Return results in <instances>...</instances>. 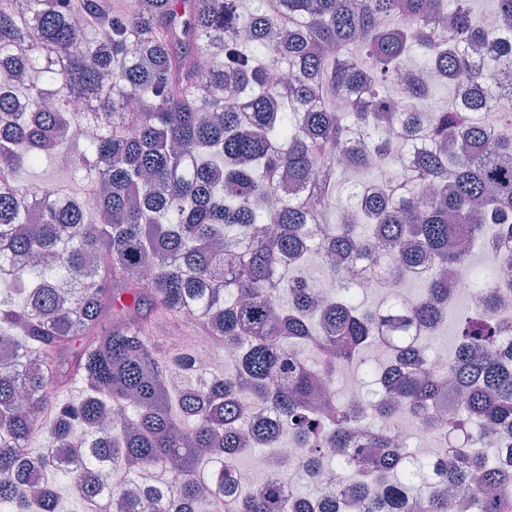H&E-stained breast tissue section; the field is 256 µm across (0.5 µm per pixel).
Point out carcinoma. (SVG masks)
Returning <instances> with one entry per match:
<instances>
[{
    "instance_id": "cac0c4a2",
    "label": "carcinoma",
    "mask_w": 512,
    "mask_h": 512,
    "mask_svg": "<svg viewBox=\"0 0 512 512\" xmlns=\"http://www.w3.org/2000/svg\"><path fill=\"white\" fill-rule=\"evenodd\" d=\"M494 2L495 32L467 0H132L121 17L111 0H0V338L22 351L0 360V512H58L63 476L85 512H108L114 496L126 512H194L206 484L227 512H341L320 487L291 499L273 481L243 488L241 459L277 433L239 425L271 398L312 459L336 449L359 512H448L442 495L412 493L429 466L391 430L369 438L380 453L351 452L361 410L320 392L349 364L370 377L380 420L426 423L456 400L439 427L457 450L443 481L494 490L470 499L477 512H512V463L467 448L473 424L512 443V347L493 322L512 263L471 271L459 247L512 241V116L485 121L502 94L467 54L489 39L494 65L512 70V0ZM428 69L464 105L418 108ZM272 71L288 81L270 82ZM84 96L101 99L112 125L72 111ZM390 125L411 136L400 157ZM62 157L87 198L54 188L35 215L21 174ZM284 171L298 186L288 199ZM370 171L375 182H353L331 219L337 176ZM312 255L334 259L328 295L308 286ZM356 264L372 277L382 265L390 277L421 273L425 291L404 309L367 308L344 280ZM447 267L467 272L480 307L456 320L445 377L421 367V336L445 318ZM161 313L238 348L229 374L175 384L191 353L158 357ZM378 339L387 365L362 359ZM75 384L81 398L58 404ZM38 430L47 445L35 456ZM77 430L71 458H56ZM114 466L133 480L151 466L166 481L115 488Z\"/></svg>"
}]
</instances>
